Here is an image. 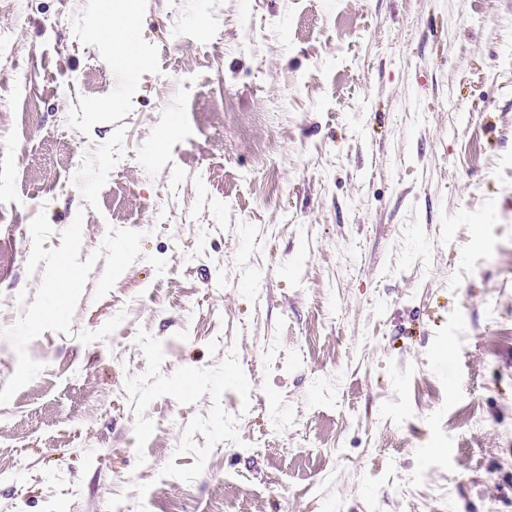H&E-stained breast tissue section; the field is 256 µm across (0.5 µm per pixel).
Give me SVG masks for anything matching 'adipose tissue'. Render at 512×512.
<instances>
[{
	"label": "adipose tissue",
	"mask_w": 512,
	"mask_h": 512,
	"mask_svg": "<svg viewBox=\"0 0 512 512\" xmlns=\"http://www.w3.org/2000/svg\"><path fill=\"white\" fill-rule=\"evenodd\" d=\"M136 26V4L134 0H123L117 10L103 14L99 24L87 31L86 38L96 43H112L123 66L135 73L144 66V60L133 42Z\"/></svg>",
	"instance_id": "ef3b65f1"
}]
</instances>
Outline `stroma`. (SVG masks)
Here are the masks:
<instances>
[{
    "instance_id": "obj_1",
    "label": "stroma",
    "mask_w": 512,
    "mask_h": 512,
    "mask_svg": "<svg viewBox=\"0 0 512 512\" xmlns=\"http://www.w3.org/2000/svg\"><path fill=\"white\" fill-rule=\"evenodd\" d=\"M110 4L0 0V326L38 212L147 234L29 343L0 512H512V0H136L128 74ZM137 26L136 4L127 0L119 5L117 10L112 8L103 14L99 24L86 33V39L90 42H112L113 51L118 56L123 66L129 72H138L144 66V60L140 56L134 42L132 32Z\"/></svg>"
}]
</instances>
